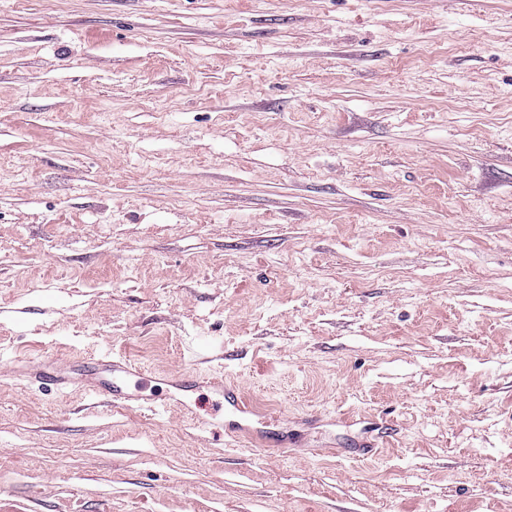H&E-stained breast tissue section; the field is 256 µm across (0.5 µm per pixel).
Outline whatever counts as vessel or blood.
I'll return each instance as SVG.
<instances>
[{"instance_id":"vessel-or-blood-1","label":"vessel or blood","mask_w":512,"mask_h":512,"mask_svg":"<svg viewBox=\"0 0 512 512\" xmlns=\"http://www.w3.org/2000/svg\"><path fill=\"white\" fill-rule=\"evenodd\" d=\"M87 366L88 373L78 374L55 360L27 361L18 364L17 374L30 383L61 393L78 389L115 407L143 408L156 414L166 413L175 406L177 396L186 395L193 388L192 381L177 375L169 382L177 392L176 397L146 394L145 371L124 355L102 353L90 358ZM210 384L224 398L225 435L238 436L244 430L243 417L251 411L249 404L240 392L225 386L223 379H211Z\"/></svg>"}]
</instances>
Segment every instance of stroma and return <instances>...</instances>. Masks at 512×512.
I'll list each match as a JSON object with an SVG mask.
<instances>
[{
	"label": "stroma",
	"mask_w": 512,
	"mask_h": 512,
	"mask_svg": "<svg viewBox=\"0 0 512 512\" xmlns=\"http://www.w3.org/2000/svg\"><path fill=\"white\" fill-rule=\"evenodd\" d=\"M0 512H512V0H0ZM93 373L76 374L64 363L56 360L27 361L17 365V375L42 388L57 390L60 393L78 389L92 399H102L115 407L145 408L156 414H163L172 406L185 405V395L195 386L196 380H186L177 375L169 381V386L178 393V398L151 394L141 395L147 388L146 373L129 357L102 353L85 362ZM106 373L108 378L98 377ZM134 383V390L131 384ZM210 385L216 393L224 397V410L227 418L224 422V433L229 437H237L247 428L240 419L251 413V408L244 396L232 387L224 386L223 378H212L209 380Z\"/></svg>",
	"instance_id": "obj_1"
}]
</instances>
